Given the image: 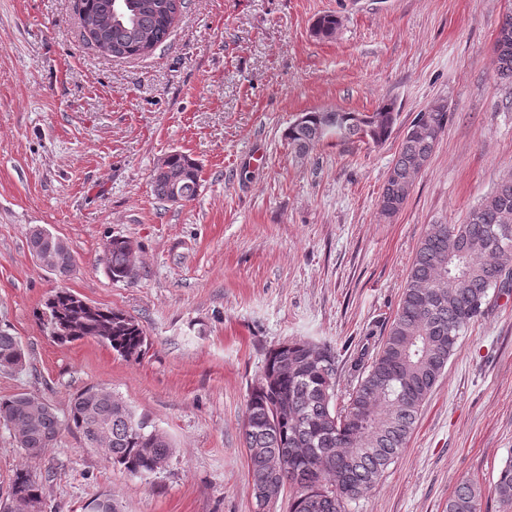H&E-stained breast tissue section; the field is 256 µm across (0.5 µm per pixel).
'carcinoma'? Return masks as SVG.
Segmentation results:
<instances>
[{
	"mask_svg": "<svg viewBox=\"0 0 512 512\" xmlns=\"http://www.w3.org/2000/svg\"><path fill=\"white\" fill-rule=\"evenodd\" d=\"M84 36L102 53L115 57L145 55L164 44L185 8V0H79ZM495 79L512 85V8L503 14L494 45ZM417 113L418 131L406 132L383 186L379 209L395 217L407 203L414 178L428 164L444 134L449 112L428 104ZM395 104L383 101L377 111L356 124L352 112L315 111L288 127L286 138L304 156L336 135L367 137L384 143L392 132ZM178 193L191 200L199 187L200 167L180 153L154 168L155 196L169 201L172 177ZM512 174L472 209L460 224H431L409 269L396 315L376 355L358 375L346 406L336 404V356L326 346L291 339L273 349L260 379L250 389L243 435L247 475L259 512H271L285 488L294 490L291 512H345L344 504L369 492L381 473L406 447L421 408L442 378L458 339L469 324L484 317L490 293H512ZM33 256L59 254L55 274L67 278L75 259L64 241L37 227L29 239ZM132 243L113 237L101 261L120 281L128 269ZM47 332L76 325L80 337L103 340L118 355L137 359L146 345L140 324L124 313L85 306L61 287L36 312ZM25 352L19 339L0 331V368L20 370ZM141 417L112 391L88 386L70 400L65 419L42 402L21 393L0 399V420L12 425L18 447L38 455L51 447L61 427L75 430L85 446L104 448L115 465L133 476L148 477L163 469L171 456L169 438L140 435ZM495 492L512 505V461L500 471ZM8 512H41L40 485L25 470L9 481ZM479 488L457 484L447 512H478Z\"/></svg>",
	"mask_w": 512,
	"mask_h": 512,
	"instance_id": "obj_1",
	"label": "carcinoma"
}]
</instances>
